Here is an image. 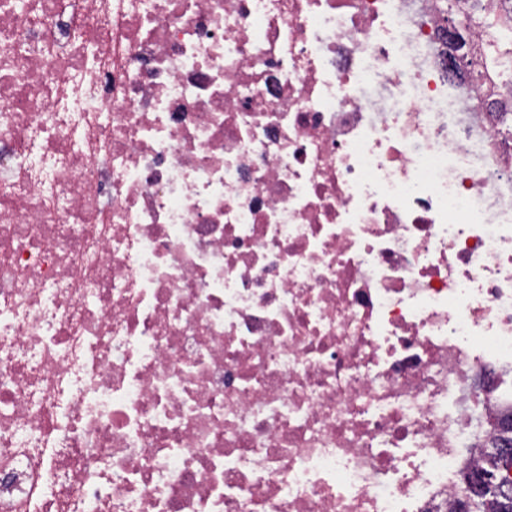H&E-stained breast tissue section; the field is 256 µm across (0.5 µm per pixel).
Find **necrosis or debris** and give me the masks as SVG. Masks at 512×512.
I'll return each mask as SVG.
<instances>
[{
    "label": "necrosis or debris",
    "mask_w": 512,
    "mask_h": 512,
    "mask_svg": "<svg viewBox=\"0 0 512 512\" xmlns=\"http://www.w3.org/2000/svg\"><path fill=\"white\" fill-rule=\"evenodd\" d=\"M0 0V512H458L512 406V85L445 0Z\"/></svg>",
    "instance_id": "1"
}]
</instances>
